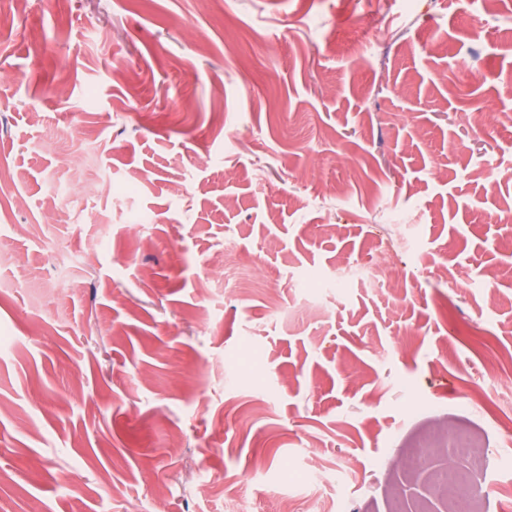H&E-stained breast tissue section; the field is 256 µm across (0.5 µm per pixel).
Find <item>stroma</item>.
<instances>
[{
  "label": "stroma",
  "mask_w": 512,
  "mask_h": 512,
  "mask_svg": "<svg viewBox=\"0 0 512 512\" xmlns=\"http://www.w3.org/2000/svg\"><path fill=\"white\" fill-rule=\"evenodd\" d=\"M481 6L29 0L0 24V512H71L62 472L84 512H390L460 462L398 464L451 422L512 512V181L479 167L512 172V0L471 30ZM385 263L401 291L295 293Z\"/></svg>",
  "instance_id": "stroma-1"
}]
</instances>
